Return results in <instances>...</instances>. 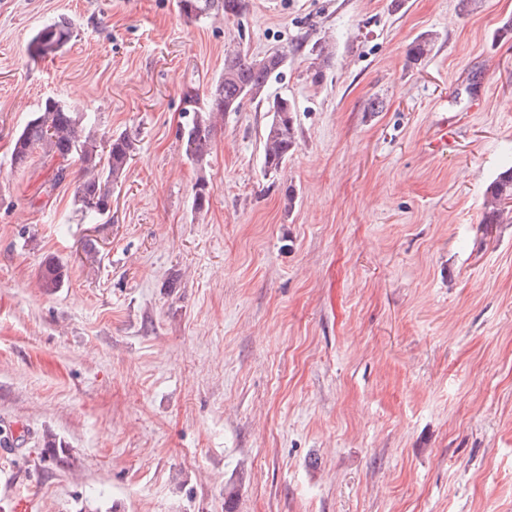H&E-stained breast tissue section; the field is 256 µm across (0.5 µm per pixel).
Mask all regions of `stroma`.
Listing matches in <instances>:
<instances>
[{
  "label": "stroma",
  "mask_w": 512,
  "mask_h": 512,
  "mask_svg": "<svg viewBox=\"0 0 512 512\" xmlns=\"http://www.w3.org/2000/svg\"><path fill=\"white\" fill-rule=\"evenodd\" d=\"M509 18L0 0V512H512V224L482 221L512 161ZM61 20L70 40L31 60ZM233 49L288 54L267 93L294 103L297 147L273 176L261 103L226 113L205 170L182 155V89L209 93ZM48 98L139 136L107 221L81 218L76 158L10 161ZM177 9L187 21H199L221 11L224 16H238L247 8L246 0H177Z\"/></svg>",
  "instance_id": "obj_1"
}]
</instances>
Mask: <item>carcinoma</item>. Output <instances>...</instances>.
I'll return each mask as SVG.
<instances>
[{
  "label": "carcinoma",
  "instance_id": "carcinoma-1",
  "mask_svg": "<svg viewBox=\"0 0 512 512\" xmlns=\"http://www.w3.org/2000/svg\"><path fill=\"white\" fill-rule=\"evenodd\" d=\"M180 15L188 21H199L219 12L237 16L247 8V0H176ZM71 37L67 23L60 21L40 29L30 42V52L47 57L57 52ZM264 63L254 65L242 51L224 55V72L211 92L200 94L199 87L189 83L183 90L184 112L190 120L178 133L186 159L197 169L209 163L212 137L224 114L239 112L246 103L264 102L272 116L262 134V166L264 173L281 170L297 145L294 121L295 106L282 97L270 98L266 88L271 78L281 74L286 55L277 50L263 57ZM43 147L62 159L77 157L80 178L76 202L84 218L96 224L110 214L112 187L122 181L129 161L138 150L137 138L121 132L102 147L89 129L84 116L52 98L45 99L37 111L21 127L13 140L12 164L23 167L33 150ZM209 182L198 178L195 183L194 207L198 212L209 207ZM484 224L512 223V164L502 170L485 191ZM63 279V266L46 262L41 286L51 290Z\"/></svg>",
  "mask_w": 512,
  "mask_h": 512
}]
</instances>
